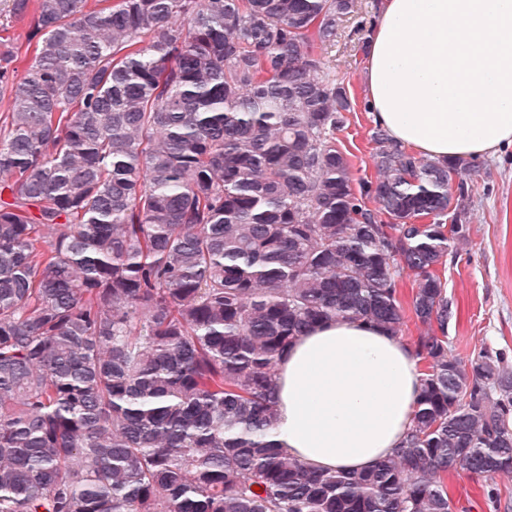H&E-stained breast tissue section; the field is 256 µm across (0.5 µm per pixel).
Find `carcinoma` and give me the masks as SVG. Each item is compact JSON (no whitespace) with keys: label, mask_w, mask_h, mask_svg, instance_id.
<instances>
[{"label":"carcinoma","mask_w":512,"mask_h":512,"mask_svg":"<svg viewBox=\"0 0 512 512\" xmlns=\"http://www.w3.org/2000/svg\"><path fill=\"white\" fill-rule=\"evenodd\" d=\"M0 40V512H470L448 472L512 476V360L454 354L439 274L475 160L376 129L336 147L328 49L358 0H6ZM374 200L375 209L365 199ZM424 331L412 425L372 468L272 441L273 378L309 330ZM34 26V18L30 16L25 20L24 23L17 24L14 28L10 29L9 33H0L2 36L9 35L11 38H14V43L21 47L20 51L22 54V58L17 62V66L20 74H25L30 69L32 65V58L30 52H28L27 56L24 57L26 50V35ZM400 288L403 298V306L405 309V315H404V332H403V340L410 344L416 336H418V333L420 332V329H422V326L417 322L416 318L414 317L413 313L411 312L409 308V302L412 296V293L415 292V284L412 276H408L406 274L403 275L402 280L400 282Z\"/></svg>","instance_id":"cac0c4a2"}]
</instances>
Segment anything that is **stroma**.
I'll list each match as a JSON object with an SVG mask.
<instances>
[{"instance_id": "stroma-1", "label": "stroma", "mask_w": 512, "mask_h": 512, "mask_svg": "<svg viewBox=\"0 0 512 512\" xmlns=\"http://www.w3.org/2000/svg\"><path fill=\"white\" fill-rule=\"evenodd\" d=\"M359 21L346 23L328 57L352 103L345 126L336 133V145L348 157L354 179L371 180L375 177V123L363 96L365 34ZM482 163L464 199L469 243L450 253L441 270L457 308L448 339L453 352L462 357L483 347L512 354V149L483 156Z\"/></svg>"}]
</instances>
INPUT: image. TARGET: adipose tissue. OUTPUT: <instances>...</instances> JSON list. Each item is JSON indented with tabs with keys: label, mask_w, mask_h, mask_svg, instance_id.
Here are the masks:
<instances>
[{
	"label": "adipose tissue",
	"mask_w": 512,
	"mask_h": 512,
	"mask_svg": "<svg viewBox=\"0 0 512 512\" xmlns=\"http://www.w3.org/2000/svg\"><path fill=\"white\" fill-rule=\"evenodd\" d=\"M364 76L375 123L416 155L512 148V0H383ZM421 378L409 346L383 330L317 327L278 358L273 439L315 469H369L409 428Z\"/></svg>",
	"instance_id": "ef3b65f1"
}]
</instances>
